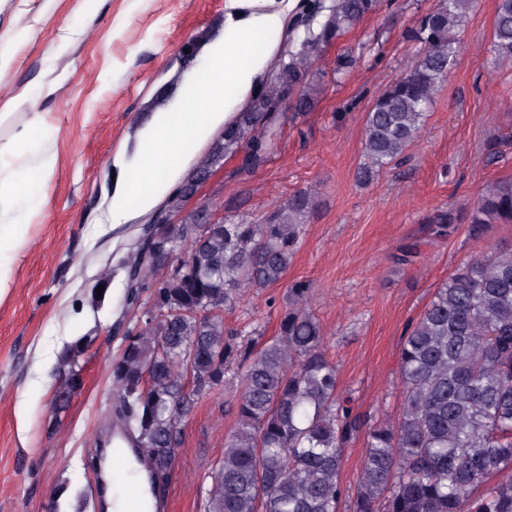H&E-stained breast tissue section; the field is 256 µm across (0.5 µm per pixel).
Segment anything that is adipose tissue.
<instances>
[{
	"instance_id": "adipose-tissue-1",
	"label": "adipose tissue",
	"mask_w": 512,
	"mask_h": 512,
	"mask_svg": "<svg viewBox=\"0 0 512 512\" xmlns=\"http://www.w3.org/2000/svg\"><path fill=\"white\" fill-rule=\"evenodd\" d=\"M257 2L228 0L224 35L205 46L206 64L186 79L169 106L154 113L141 129L143 150L123 186L112 196L113 223L125 221L132 212L152 209L213 132L233 124L241 104L264 90L277 67L274 46L285 13L254 11ZM27 176L24 169L0 175V235L8 232L23 237L29 211L41 209L48 201L40 191L29 207L21 206L13 186ZM108 458L112 462L106 470L108 510L133 512L125 483L146 485V475L134 469L129 446L109 448Z\"/></svg>"
}]
</instances>
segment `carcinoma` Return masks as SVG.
I'll return each mask as SVG.
<instances>
[{"label": "carcinoma", "instance_id": "cac0c4a2", "mask_svg": "<svg viewBox=\"0 0 512 512\" xmlns=\"http://www.w3.org/2000/svg\"><path fill=\"white\" fill-rule=\"evenodd\" d=\"M472 0H439L411 38L421 44L412 67L374 99L366 113L359 178L398 162L418 137L434 95L455 66L458 30ZM379 0H336L318 31L290 54L249 111L224 127L223 151L245 150L242 169L262 166L273 133L259 129L281 103L298 112L315 103L310 68L321 48L378 11ZM494 66L512 59V0H497L489 45ZM317 207L298 191L259 223L161 224L137 244L130 298L149 288L156 324L129 337L112 365L125 434L150 488L170 471L179 422L194 401L238 382L234 426L208 490L207 512H512V248L478 255L435 291L404 333L399 355L401 411L369 422L338 385L316 318L296 306L283 311L268 342L239 344L222 311L246 288H269L286 274L302 224ZM424 223L437 238L459 224L473 235L512 224V182L487 188L467 209L439 207ZM186 260L150 281L143 267L166 252ZM84 348L68 345L59 370L69 375ZM191 373L192 393L183 377ZM364 437L362 478L354 494L341 481L344 451Z\"/></svg>", "mask_w": 512, "mask_h": 512}]
</instances>
